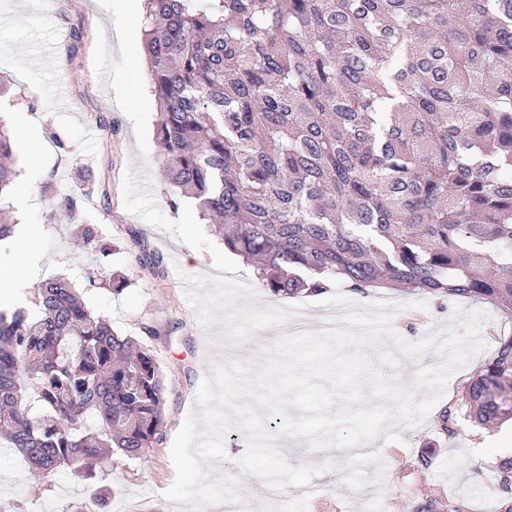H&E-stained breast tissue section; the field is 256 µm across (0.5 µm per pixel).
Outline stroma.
<instances>
[{"label": "stroma", "instance_id": "stroma-1", "mask_svg": "<svg viewBox=\"0 0 512 512\" xmlns=\"http://www.w3.org/2000/svg\"><path fill=\"white\" fill-rule=\"evenodd\" d=\"M143 30L142 17H128L119 0H0V77L11 83L0 96V120L16 145L38 147L33 156H17L16 185L0 202L37 238L26 286L48 278L69 281L117 333L153 351L164 377L163 438L141 459L114 461L112 493L100 512H185V504L167 501L163 493L175 479L171 444L199 409L201 381L217 365L259 370L266 349L288 333L294 315H303L314 334L325 308L352 315L384 305L397 335L429 346L408 355L383 338L364 350L370 365L420 400L425 392L416 385L419 371L452 360L438 400L442 407L462 379L489 360L500 328L512 329V319L487 300L448 301L385 288L363 297L340 285L322 295L288 298L263 288L254 269L200 220L195 201L179 198L162 177L155 139L159 109L147 66L130 63L131 53L141 50ZM104 120L111 129L101 128ZM58 196L81 198L77 223L55 215ZM174 198L175 210L169 205ZM80 223L99 225L101 246L77 243ZM145 251L160 257L164 276L139 267ZM103 271L124 273L131 283L119 292L90 284ZM149 326L155 335H146ZM265 423L289 465L315 468L314 496L294 486L270 488L243 472L238 462L248 436L236 424L224 435L225 460L206 469L208 480L231 478L238 500L265 502L264 512H410L420 490L458 494L474 486V512H498L499 493L488 470L496 455H512L511 422L488 431L465 418L450 442L437 434L433 416L409 425L392 421L366 441L363 455L279 435L278 417ZM423 455L432 458L431 470L417 468ZM88 504V490L67 470L38 478L13 450L0 449L5 512H88Z\"/></svg>", "mask_w": 512, "mask_h": 512}]
</instances>
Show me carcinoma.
<instances>
[{
  "instance_id": "carcinoma-1",
  "label": "carcinoma",
  "mask_w": 512,
  "mask_h": 512,
  "mask_svg": "<svg viewBox=\"0 0 512 512\" xmlns=\"http://www.w3.org/2000/svg\"><path fill=\"white\" fill-rule=\"evenodd\" d=\"M162 175L275 295L402 287L512 315V0H144ZM15 151L0 126V196ZM436 417L512 420V334ZM152 350L67 282L0 310V446L97 505L163 436ZM512 512V456L492 469ZM412 512H470L428 496Z\"/></svg>"
}]
</instances>
